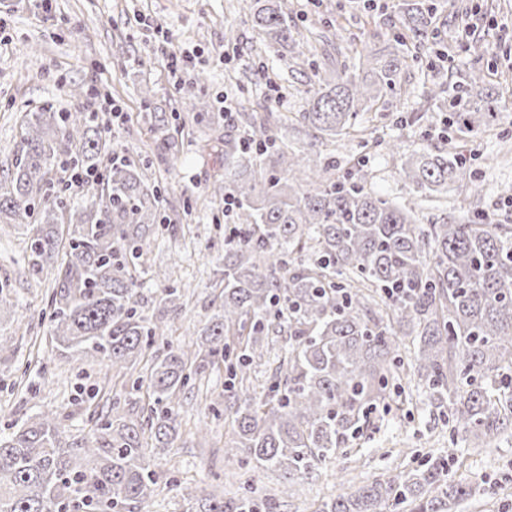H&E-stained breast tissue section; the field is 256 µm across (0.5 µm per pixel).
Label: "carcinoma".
I'll return each instance as SVG.
<instances>
[{
	"label": "carcinoma",
	"mask_w": 512,
	"mask_h": 512,
	"mask_svg": "<svg viewBox=\"0 0 512 512\" xmlns=\"http://www.w3.org/2000/svg\"><path fill=\"white\" fill-rule=\"evenodd\" d=\"M251 27L268 47L304 48L288 24V0H252ZM442 0H401L390 27L387 57L353 48L355 72L319 77L304 90L307 108L293 120L311 132L315 167L283 142L274 127L285 117L242 112L243 133L224 135V182L236 207L228 220L232 246L216 284L224 301L195 342L175 349L136 308L135 273L153 233L163 195L149 166L125 154L80 108L51 104L28 112L19 152L0 179V224L30 229L27 268L37 273L55 259L51 297L53 335L62 355L76 354L120 374L144 352L152 360L147 414L131 420L113 399L94 424L91 444L75 448L63 437L58 413L39 412L0 439V512H64L81 491L92 512H150L157 480L142 437L169 448L179 426L180 395L222 362L224 416L232 424L224 457L274 469L278 495L332 459L356 437L367 413L391 398L397 381L412 376L428 405L448 406L451 441L489 445L512 430V224L482 210L423 223L418 209L448 193L474 187L470 166L449 144L458 132L480 129L484 109L470 92L485 82L480 68L465 81L428 90L437 102L453 95L443 145L412 149L399 175L421 202L407 206L367 186V174L339 173L325 146L344 138L363 148L392 151L388 140L364 137L368 114L425 42L437 39ZM110 149L108 165L102 151ZM71 164L104 169L91 199L71 207L49 191L52 172ZM288 334V357L268 392L244 386L270 335ZM405 404L403 392L394 393ZM88 458L78 468L79 455ZM449 465L427 461L372 479L355 494L319 504L315 512H457L481 492L473 480L446 478ZM80 489H75V486ZM189 512H257L253 487L228 499L177 486Z\"/></svg>",
	"instance_id": "1"
}]
</instances>
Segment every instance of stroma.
I'll list each match as a JSON object with an SVG mask.
<instances>
[{
    "mask_svg": "<svg viewBox=\"0 0 512 512\" xmlns=\"http://www.w3.org/2000/svg\"><path fill=\"white\" fill-rule=\"evenodd\" d=\"M398 0H294L289 23L305 39H316L315 50L292 58L288 50L265 49L235 0H53L43 11L40 0H0V170L10 166L21 140L24 113L46 104L69 108L73 88H83L85 106L96 92L111 95L120 117L102 113L135 160L149 161L156 184L166 199L165 221L144 249L138 277V309L162 327L167 341L180 346L195 339L222 301L215 273L224 266V199L214 195L215 180L224 176V135L235 130L237 107L250 102L268 112L305 109L303 91L313 73L331 77L352 62L347 42L372 30L380 39L369 42L373 53L387 51L384 37ZM443 23L457 25L453 6H480L474 22L488 30L497 45V68L486 81L499 93L491 102L485 128L457 138L459 153L470 162L481 185L488 214L512 222V0H447ZM32 43L39 53L25 54ZM186 57L177 71L167 55ZM449 63L434 69L402 73L400 90L388 93L372 124L405 144L438 143L442 115L428 111L423 94L445 81L449 64L474 66L476 55L464 44L449 43ZM273 68L292 94L281 105L257 83L258 65ZM207 72L206 84L196 80ZM150 102H143V89ZM212 100L203 121H194L189 101ZM227 98L234 108L226 114L217 103ZM180 113L185 124L175 133L154 124L153 115ZM174 135V151L150 153V145ZM208 139L211 153L197 150ZM362 166L373 172L372 186L395 200L409 192L398 177L400 155L367 153ZM27 233L0 229V283L5 299L0 308V437L15 431L30 416L53 409L60 415L64 437L84 443L110 395L124 396L126 410L139 415L147 408V391H133L132 380L145 376L150 358L138 360L130 376L105 378L101 368L76 358H62L51 344V294L57 268L45 266L33 275L24 262ZM167 271L156 281L155 270ZM168 288L185 294L187 305L178 315L163 312L159 301ZM227 373L223 364L208 370L192 392L181 398L180 427L171 448L147 449L157 480L151 512H188L180 486L200 493L223 488L225 497L239 491L236 461L225 458L231 424L215 415L212 404L223 399ZM412 401L399 409H377L362 432L335 458L291 488L277 512H314L326 498L353 493L373 477L417 466L423 457L442 461L454 457L453 477L477 480L490 493L460 508V512H512V436L504 435L487 448H471L448 440V426L425 403L416 379L402 382Z\"/></svg>",
    "mask_w": 512,
    "mask_h": 512,
    "instance_id": "obj_1",
    "label": "stroma"
}]
</instances>
